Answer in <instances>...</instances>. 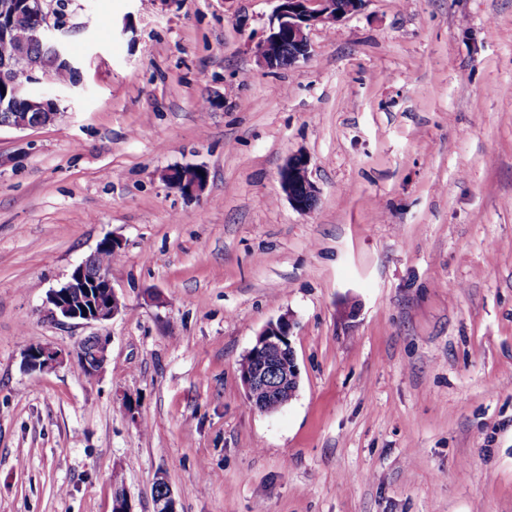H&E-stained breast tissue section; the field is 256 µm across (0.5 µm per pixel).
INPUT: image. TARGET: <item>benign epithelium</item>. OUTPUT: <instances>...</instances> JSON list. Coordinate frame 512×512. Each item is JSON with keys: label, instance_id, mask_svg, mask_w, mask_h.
Instances as JSON below:
<instances>
[{"label": "benign epithelium", "instance_id": "obj_1", "mask_svg": "<svg viewBox=\"0 0 512 512\" xmlns=\"http://www.w3.org/2000/svg\"><path fill=\"white\" fill-rule=\"evenodd\" d=\"M278 5L269 33L259 42L257 56L261 64L278 70L293 67L307 59L311 53L308 31L317 26L329 30L337 21L360 10L365 0H355V7H348L344 0H276ZM39 22L32 31L34 42L62 58L68 30L60 15L54 10L39 8ZM44 58L19 44L9 61L0 63V85L13 91L16 99L26 103L27 111L9 112L0 118V128L35 129L52 124L58 118L57 102L50 96L34 97L29 94L30 85L40 81ZM310 159L303 153L288 158L280 173L282 190L291 205L300 211H309L318 202L319 190L310 176ZM202 166H180L168 170L164 180L185 196L202 191L207 177ZM88 256L77 265L68 279L49 291L47 312L56 320L82 321L86 324L103 325L115 318L122 310V302L112 285L109 272L100 270L89 273ZM292 321L288 315L268 323L257 335L246 357L250 365L242 373L241 380L248 401L258 411H265L257 401L256 392L265 390L277 398L293 396L299 386V370L292 348L288 347ZM111 339L95 332L85 337L73 354H65L48 344L27 346L23 349L22 366L30 373L51 372L66 362L82 363L95 375H100L108 361ZM154 512H177L171 488L162 475L153 483Z\"/></svg>", "mask_w": 512, "mask_h": 512}]
</instances>
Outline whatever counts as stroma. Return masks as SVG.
Returning <instances> with one entry per match:
<instances>
[{
    "label": "stroma",
    "instance_id": "1",
    "mask_svg": "<svg viewBox=\"0 0 512 512\" xmlns=\"http://www.w3.org/2000/svg\"><path fill=\"white\" fill-rule=\"evenodd\" d=\"M64 3L79 85L0 129V512H112L116 471L134 512L159 473L178 512H512V0H366L279 70L276 0ZM106 237L104 373L25 371L93 333L46 301ZM284 314L265 414L239 364ZM310 159L303 153L288 158L280 173L282 190L291 205L300 211H309L318 202L319 190L310 176ZM202 173H205V176H202ZM163 177L167 184L183 195L193 196L204 188L208 173L203 166H180L169 169ZM292 321L288 315L280 316L276 321L268 323L257 335L250 351L239 364V372L244 367L246 357L250 365L242 373L241 380L245 393L251 405L260 412L274 413L279 411L285 399L284 396H294L299 386V370L296 365L294 351L289 343ZM286 345L288 348H286ZM287 357V358H286ZM257 390H266L259 394Z\"/></svg>",
    "mask_w": 512,
    "mask_h": 512
}]
</instances>
